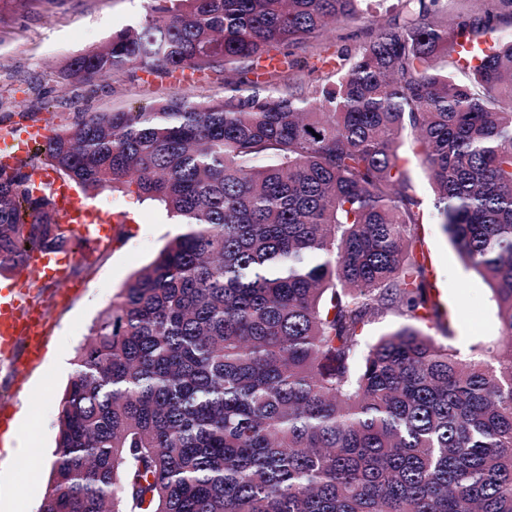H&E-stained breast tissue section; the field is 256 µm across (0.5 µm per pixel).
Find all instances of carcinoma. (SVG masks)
Returning <instances> with one entry per match:
<instances>
[{
	"mask_svg": "<svg viewBox=\"0 0 512 512\" xmlns=\"http://www.w3.org/2000/svg\"><path fill=\"white\" fill-rule=\"evenodd\" d=\"M415 2L334 68L266 93L85 112L0 169V275L82 250L30 166L123 188L181 226L90 328L39 512H512V0ZM382 0H150L71 60L246 74ZM467 78L463 83L457 74ZM442 226L502 340L462 359L425 251ZM408 321L365 344L368 326Z\"/></svg>",
	"mask_w": 512,
	"mask_h": 512,
	"instance_id": "obj_1",
	"label": "carcinoma"
}]
</instances>
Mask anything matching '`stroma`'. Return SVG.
Masks as SVG:
<instances>
[{"instance_id":"1","label":"stroma","mask_w":512,"mask_h":512,"mask_svg":"<svg viewBox=\"0 0 512 512\" xmlns=\"http://www.w3.org/2000/svg\"><path fill=\"white\" fill-rule=\"evenodd\" d=\"M147 0H15L0 13V134L31 124L58 129L84 112H118L151 101L191 94L205 100L224 97L225 76L149 75L137 69L116 72L90 83L65 80L63 69L73 57L104 46L112 35L140 22ZM370 27L349 20L327 30L323 53L296 51L288 69L292 78L306 77L320 60L335 61L338 47L352 48L368 40ZM90 205L112 217V243L94 253H77L69 282L77 290L64 297L65 284L41 281L26 291L51 326L44 358L18 380L10 361L0 359V404L13 415L32 421L33 447L55 453L60 400L73 375L89 329L125 283L150 264L178 231L165 210L139 202L124 190H107ZM428 261L445 303L461 305L450 346L470 358L474 346L497 343L501 325L489 285L467 268L440 225L425 227Z\"/></svg>"}]
</instances>
